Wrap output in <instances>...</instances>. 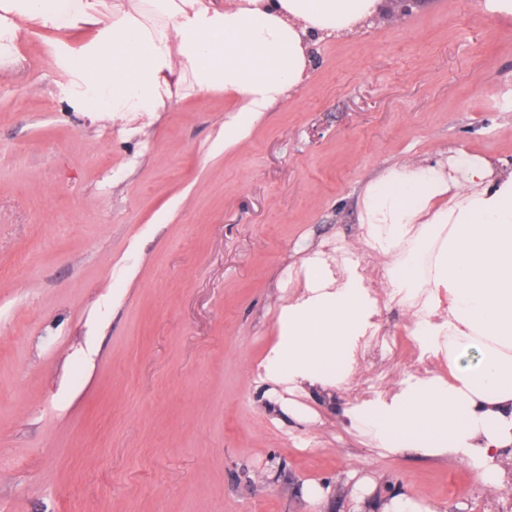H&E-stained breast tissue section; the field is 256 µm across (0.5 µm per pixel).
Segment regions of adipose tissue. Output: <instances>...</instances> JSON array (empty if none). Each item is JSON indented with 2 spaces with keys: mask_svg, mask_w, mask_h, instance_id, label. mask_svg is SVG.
I'll use <instances>...</instances> for the list:
<instances>
[{
  "mask_svg": "<svg viewBox=\"0 0 512 512\" xmlns=\"http://www.w3.org/2000/svg\"><path fill=\"white\" fill-rule=\"evenodd\" d=\"M385 0H0V62L31 28L91 38L72 53L70 95L113 118L160 111L173 81L238 101L224 144L240 143L302 79L311 41L379 16ZM360 221L387 261L390 299L414 334L448 359L447 379L411 378L392 403L345 411L347 428L388 452L419 448L471 463L488 487L512 485V167L464 149L393 165L366 186ZM305 292L279 318L267 377L328 393L346 379L363 338L376 335L377 298L353 260L302 261Z\"/></svg>",
  "mask_w": 512,
  "mask_h": 512,
  "instance_id": "ef3b65f1",
  "label": "adipose tissue"
}]
</instances>
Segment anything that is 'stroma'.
<instances>
[{
	"mask_svg": "<svg viewBox=\"0 0 512 512\" xmlns=\"http://www.w3.org/2000/svg\"><path fill=\"white\" fill-rule=\"evenodd\" d=\"M476 3L312 43L303 81L229 149L224 93L182 89L132 122L86 112L64 58L90 31L22 35L0 63V512H383L399 494L512 512L469 463L342 424L448 374L386 296L360 196L452 148L512 163V17ZM317 252L351 253L378 300L329 396L263 371Z\"/></svg>",
	"mask_w": 512,
	"mask_h": 512,
	"instance_id": "1",
	"label": "stroma"
}]
</instances>
